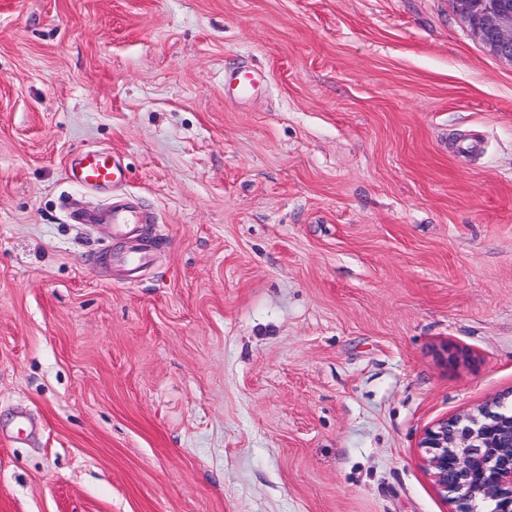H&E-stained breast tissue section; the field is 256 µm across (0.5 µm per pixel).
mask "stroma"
<instances>
[{
  "label": "stroma",
  "mask_w": 512,
  "mask_h": 512,
  "mask_svg": "<svg viewBox=\"0 0 512 512\" xmlns=\"http://www.w3.org/2000/svg\"><path fill=\"white\" fill-rule=\"evenodd\" d=\"M498 397L512 63L448 0H0V512H456L419 442ZM260 83V77L254 71L240 67L228 71L224 75V84L235 90L240 95L254 92ZM71 180L95 188H114L123 185L126 174L115 152L85 151L74 159L69 169ZM153 214L144 209L139 203L129 205L119 201L112 204V210L98 219H86L80 216L73 217L75 224H92L94 222H106L113 224L117 232L123 233L130 239L129 248L113 257L114 264L122 266L129 277H136V274L147 267L153 257L155 243L147 242L131 229L135 224H149L153 221Z\"/></svg>",
  "instance_id": "1"
}]
</instances>
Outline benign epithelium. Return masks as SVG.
Returning a JSON list of instances; mask_svg holds the SVG:
<instances>
[{
	"label": "benign epithelium",
	"instance_id": "obj_1",
	"mask_svg": "<svg viewBox=\"0 0 512 512\" xmlns=\"http://www.w3.org/2000/svg\"><path fill=\"white\" fill-rule=\"evenodd\" d=\"M490 53L512 62V8L494 0H452ZM428 469L437 489L454 494L458 512H512V406L499 398L478 414L437 421L424 433Z\"/></svg>",
	"mask_w": 512,
	"mask_h": 512
}]
</instances>
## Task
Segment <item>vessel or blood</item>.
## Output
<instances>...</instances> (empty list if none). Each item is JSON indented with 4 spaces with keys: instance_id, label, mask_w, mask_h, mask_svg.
Returning <instances> with one entry per match:
<instances>
[{
    "instance_id": "1",
    "label": "vessel or blood",
    "mask_w": 512,
    "mask_h": 512,
    "mask_svg": "<svg viewBox=\"0 0 512 512\" xmlns=\"http://www.w3.org/2000/svg\"><path fill=\"white\" fill-rule=\"evenodd\" d=\"M224 83L238 94L246 95L257 89L260 78L254 71L240 67L225 73ZM69 177L85 186L118 189L123 185L126 174L116 153L86 151L76 156L69 169ZM153 219V214L141 205L123 201L113 203L111 211L103 217L104 222L112 224L117 232L130 239L129 248L113 258L114 263L122 266L129 276H136L151 263L155 249L154 243L140 238L132 228L137 224L151 223Z\"/></svg>"
}]
</instances>
